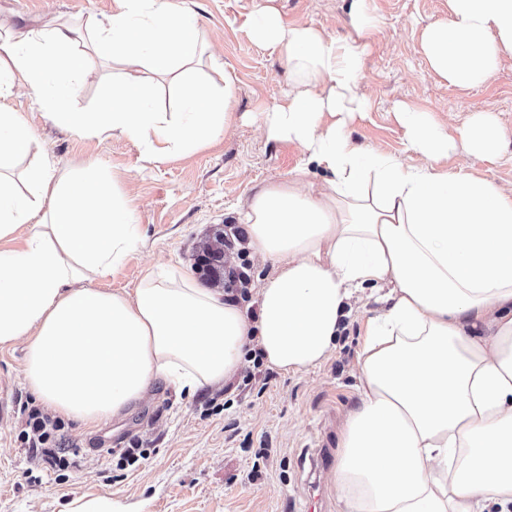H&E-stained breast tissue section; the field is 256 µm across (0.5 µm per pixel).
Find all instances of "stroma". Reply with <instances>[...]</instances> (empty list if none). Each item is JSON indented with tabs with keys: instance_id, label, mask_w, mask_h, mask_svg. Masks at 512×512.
Listing matches in <instances>:
<instances>
[{
	"instance_id": "stroma-1",
	"label": "stroma",
	"mask_w": 512,
	"mask_h": 512,
	"mask_svg": "<svg viewBox=\"0 0 512 512\" xmlns=\"http://www.w3.org/2000/svg\"><path fill=\"white\" fill-rule=\"evenodd\" d=\"M199 17L205 52L200 78L223 83L232 74L237 121L231 133L205 148L159 165L140 158L128 140L80 138L48 119L24 89L11 105L35 135L41 152L59 171L101 161L134 210L143 247L130 254L100 285L136 288L148 264L181 269L202 286L210 281L196 256L216 235L229 233V212L260 184L284 178L303 159L294 144L269 143L254 115L288 89L286 67L276 52L256 46L243 27L252 0H185ZM351 0H276L285 20L315 25L330 36L352 34ZM382 31L365 56L361 90L371 110L348 128L351 142L420 163L397 124L393 107L405 101L433 110L437 120L462 125L473 106L492 109L507 130L496 166L457 151L449 170H465L512 184V52L484 85L460 91L429 74L420 48L423 26L446 17L448 0H373ZM115 0H0V26L27 31L66 22L83 27L88 17H110ZM110 61L91 56L78 83L75 106L90 112L112 85ZM374 302L354 305L335 348L307 372L282 374L263 367L252 385L233 379L187 399L157 384L153 399L127 409L94 433L68 420L61 447L77 449L74 465L60 471L24 448L21 406L34 397L23 381L22 346L0 347V512H59L61 503L91 494L111 498L116 512H302L310 495L322 496L320 512H338L330 483L339 426L358 402L359 354ZM141 443L145 460L117 470L124 448ZM269 456H262V449Z\"/></svg>"
}]
</instances>
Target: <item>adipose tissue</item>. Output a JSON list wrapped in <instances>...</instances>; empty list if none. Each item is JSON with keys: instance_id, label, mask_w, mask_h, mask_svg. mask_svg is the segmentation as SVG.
I'll use <instances>...</instances> for the list:
<instances>
[{"instance_id": "obj_1", "label": "adipose tissue", "mask_w": 512, "mask_h": 512, "mask_svg": "<svg viewBox=\"0 0 512 512\" xmlns=\"http://www.w3.org/2000/svg\"><path fill=\"white\" fill-rule=\"evenodd\" d=\"M367 2L352 0L343 39L285 22L275 0H253L245 17L290 79L257 126L307 157L234 209L248 249L273 267L251 309L160 265L133 292L98 288L142 244L102 164L62 174L44 156L15 170L37 144L9 104L20 85L73 135L129 139L152 162L230 132L235 80L193 78L201 30L183 0H117L112 17L89 19L87 48L63 23L0 37V346L22 345L23 380L42 406L94 431L157 382L192 397L232 381L254 348L285 374L315 368L346 307L366 297L380 309L332 468L340 512H512V189L441 167L460 149L497 163L505 133L486 107L458 127L399 102L422 164L354 145L348 121L369 110L365 54L383 25ZM420 46L438 83L480 86L512 50V0H448ZM91 50L121 76L81 112L72 98ZM149 73L178 83L181 111L151 107ZM313 165L329 175L322 187Z\"/></svg>"}]
</instances>
